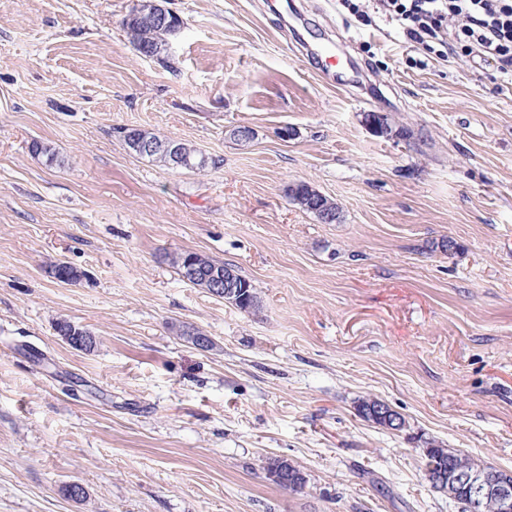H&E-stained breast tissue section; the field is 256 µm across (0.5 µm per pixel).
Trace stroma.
Masks as SVG:
<instances>
[{"label":"stroma","mask_w":512,"mask_h":512,"mask_svg":"<svg viewBox=\"0 0 512 512\" xmlns=\"http://www.w3.org/2000/svg\"><path fill=\"white\" fill-rule=\"evenodd\" d=\"M167 2L165 65L129 43L132 0H0V512H459L425 441L512 470V71L337 0ZM325 30L368 92L303 55ZM368 112L411 138L375 136ZM127 126L208 163L130 154ZM299 181L339 222L289 200ZM180 251L237 269L261 312L184 281ZM54 259L85 278L59 282ZM366 395L408 430L361 418ZM271 456L303 492L266 479ZM121 133L123 134L122 137H123L124 144L130 153H132V154L134 153L141 157H146L150 161L159 163L166 168H169L172 170L203 169L207 164L206 163L207 159L205 158L203 152L191 143H188V142H185L182 140L168 138V137H161V136L155 134L154 132H151L146 129L138 128V127L124 128L123 131H121ZM143 135L146 137H149V138H153L155 140H175L180 145L181 152L183 154V158L185 159V165L180 166V167L173 166L169 156L162 151H157L152 154H146V155L137 153L132 147L133 141L135 138H139L140 136H143ZM55 330L58 336H61L65 341L69 342L72 347L79 351L91 352L97 344V341L94 345L78 343L75 336H83L84 342L90 344L95 340L94 334L90 330L76 326L66 319L58 320L55 324ZM87 333L92 336H86ZM281 467H288V486L283 481H279L277 479H272L271 475L277 473ZM267 478L272 481L277 486L291 491L295 493L303 492L306 488L308 480L307 476L302 469L298 466L292 464L288 461V459L280 458V457H269L267 458L266 465L264 467ZM291 484H295V486H290Z\"/></svg>","instance_id":"1"}]
</instances>
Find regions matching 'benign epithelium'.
<instances>
[{
  "instance_id": "7a95c632",
  "label": "benign epithelium",
  "mask_w": 512,
  "mask_h": 512,
  "mask_svg": "<svg viewBox=\"0 0 512 512\" xmlns=\"http://www.w3.org/2000/svg\"><path fill=\"white\" fill-rule=\"evenodd\" d=\"M128 17L167 27L175 35L181 26L175 21L174 13L165 6V0H133ZM215 290L236 287L235 273L224 268V277L213 276ZM372 418L384 423V428L393 432L405 427L402 416L389 404L382 402L370 411ZM434 483L448 488V497L454 501L462 500L467 512H481L484 501L494 497L499 501L501 512H512V472L509 470L485 471L482 469L448 472L439 467L435 471Z\"/></svg>"
}]
</instances>
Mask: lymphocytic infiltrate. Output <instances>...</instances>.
Instances as JSON below:
<instances>
[{
    "instance_id": "f902f5d3",
    "label": "lymphocytic infiltrate",
    "mask_w": 512,
    "mask_h": 512,
    "mask_svg": "<svg viewBox=\"0 0 512 512\" xmlns=\"http://www.w3.org/2000/svg\"><path fill=\"white\" fill-rule=\"evenodd\" d=\"M351 15L369 12L396 21L426 51H465L512 68V0H339Z\"/></svg>"
}]
</instances>
